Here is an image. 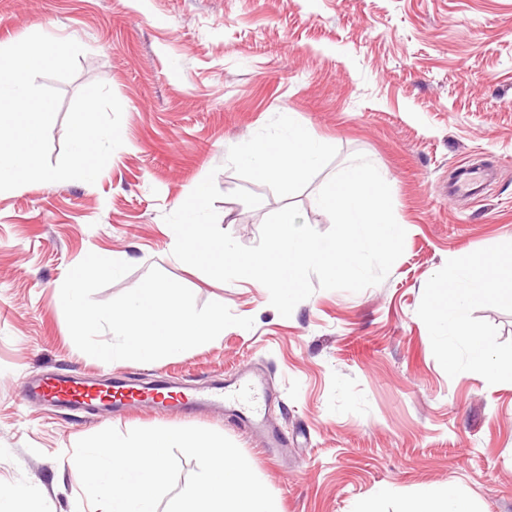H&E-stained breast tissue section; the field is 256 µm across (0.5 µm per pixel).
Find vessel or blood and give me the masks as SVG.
Returning a JSON list of instances; mask_svg holds the SVG:
<instances>
[{
	"label": "vessel or blood",
	"mask_w": 512,
	"mask_h": 512,
	"mask_svg": "<svg viewBox=\"0 0 512 512\" xmlns=\"http://www.w3.org/2000/svg\"><path fill=\"white\" fill-rule=\"evenodd\" d=\"M483 180L479 169L462 171L450 190L457 195L475 194ZM24 399L33 405L53 404L72 410L90 411L106 405L120 412L135 405H145L158 411L179 408L193 413L204 408H221L227 405L238 408L247 420L256 426H264L268 395L262 375H238L232 382L210 392L186 394L170 391L168 385L137 386L125 379L116 378L101 384L96 380L76 376L46 374L27 377L22 382Z\"/></svg>",
	"instance_id": "vessel-or-blood-1"
}]
</instances>
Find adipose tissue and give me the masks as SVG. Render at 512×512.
I'll return each mask as SVG.
<instances>
[{
  "label": "adipose tissue",
  "mask_w": 512,
  "mask_h": 512,
  "mask_svg": "<svg viewBox=\"0 0 512 512\" xmlns=\"http://www.w3.org/2000/svg\"><path fill=\"white\" fill-rule=\"evenodd\" d=\"M326 149L324 142L308 137L288 120L280 122L272 131L240 143L236 159L262 176L284 172L289 181L297 183L321 164ZM452 286L454 292L447 308L430 316L441 354L453 364L461 351H468L472 367L490 382L512 381V358L493 355L468 321L472 301L498 293L497 281L460 265L455 270ZM396 512H474V509L470 499L450 487L441 491L428 489L417 498L400 500Z\"/></svg>",
  "instance_id": "adipose-tissue-1"
}]
</instances>
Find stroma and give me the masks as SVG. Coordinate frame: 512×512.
<instances>
[{"mask_svg": "<svg viewBox=\"0 0 512 512\" xmlns=\"http://www.w3.org/2000/svg\"><path fill=\"white\" fill-rule=\"evenodd\" d=\"M44 30L82 44L50 130L101 81L123 106V145L97 181L32 183L0 196V486L14 512L87 507L66 462L81 438L112 427H201L232 440L277 512H394L400 499L455 486L475 512H512V386L467 357L449 366L430 314L451 298L457 265L502 280L469 321L491 352L512 356V0H0V43ZM291 115L330 143L323 166L288 188L242 168L240 142ZM380 169L405 229L385 280L358 293L315 289L291 316L248 279L219 282L179 261L165 214L208 175L231 211L226 230L257 244L264 219L296 205L320 232L316 194L355 154ZM493 168L481 197L452 198L460 164ZM244 188L262 199L232 198ZM132 269L97 291L104 302L150 268L217 301L251 329L230 327L152 363L109 364L81 352L60 288L88 253ZM267 379L268 420L283 445L233 412L138 407L117 416L24 402L21 380L48 371L163 375L207 388L243 369Z\"/></svg>", "mask_w": 512, "mask_h": 512, "instance_id": "stroma-1", "label": "stroma"}]
</instances>
